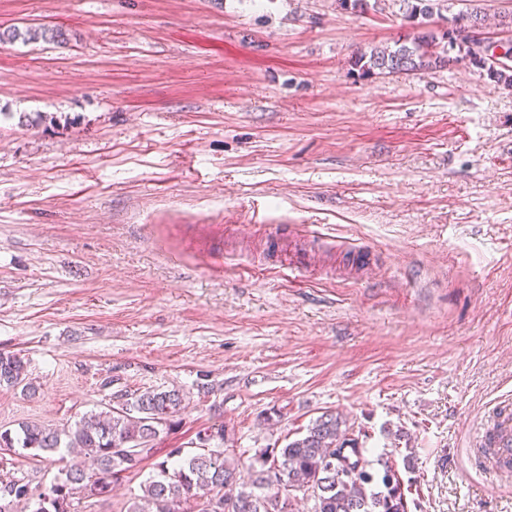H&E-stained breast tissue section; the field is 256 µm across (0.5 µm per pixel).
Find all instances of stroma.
<instances>
[{
  "label": "stroma",
  "instance_id": "1",
  "mask_svg": "<svg viewBox=\"0 0 512 512\" xmlns=\"http://www.w3.org/2000/svg\"><path fill=\"white\" fill-rule=\"evenodd\" d=\"M406 9L0 0V31L68 34L0 42V350L37 389L0 388V429L74 424L110 377L187 395L80 512H121L207 429L246 466L326 411L393 463L408 512H512V475L467 461L512 393V88L459 65L350 75ZM64 466L0 451L36 494ZM21 39L24 43L42 39L44 41L66 43L65 32L59 27L42 26L39 28H27L21 32L18 28L4 31L0 34V42H13Z\"/></svg>",
  "mask_w": 512,
  "mask_h": 512
}]
</instances>
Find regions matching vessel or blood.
Returning <instances> with one entry per match:
<instances>
[{
	"label": "vessel or blood",
	"instance_id": "vessel-or-blood-1",
	"mask_svg": "<svg viewBox=\"0 0 512 512\" xmlns=\"http://www.w3.org/2000/svg\"><path fill=\"white\" fill-rule=\"evenodd\" d=\"M473 463L481 468L504 464L512 458V400L496 402L473 435Z\"/></svg>",
	"mask_w": 512,
	"mask_h": 512
}]
</instances>
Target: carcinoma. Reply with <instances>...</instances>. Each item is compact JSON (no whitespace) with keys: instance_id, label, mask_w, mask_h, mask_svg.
Listing matches in <instances>:
<instances>
[{"instance_id":"obj_1","label":"carcinoma","mask_w":512,"mask_h":512,"mask_svg":"<svg viewBox=\"0 0 512 512\" xmlns=\"http://www.w3.org/2000/svg\"><path fill=\"white\" fill-rule=\"evenodd\" d=\"M446 0H414L407 7L405 21L411 32L394 46H373L350 58V73L362 77L377 72H416L456 64L450 56L468 59L494 82L512 87V68L485 57L458 40L455 27L485 21L477 4L452 16L451 25L431 28L430 20ZM342 10L365 14L376 8L370 0H337ZM42 39L63 44L65 32L42 26L20 31L9 29L0 42ZM36 388L25 382V363L17 354L0 352V387ZM114 404L90 411L72 426L48 428L23 423L20 431H0V449L14 447L35 451L68 453L77 449L91 459L97 472L88 473L79 463L61 470L50 487L35 495L22 478L0 476V512H16L20 504L34 505L32 512H73L77 494L103 496L110 491L118 472L141 466L155 453L160 434L180 422L186 408L178 389L118 390L111 394ZM365 448L354 434V426L336 413L326 411L306 428V434L282 448H261L247 473L222 452L186 454L173 448L169 457L180 458L170 469L158 463V473L142 488L141 498L127 505V512H142L147 503L154 512H295L297 498L313 502L310 512H407L403 484L393 464L373 468Z\"/></svg>"}]
</instances>
